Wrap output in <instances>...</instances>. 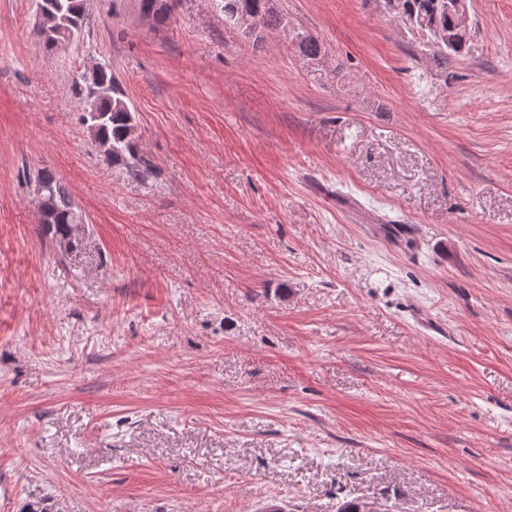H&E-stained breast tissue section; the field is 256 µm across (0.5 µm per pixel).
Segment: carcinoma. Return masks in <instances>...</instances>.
<instances>
[{"label": "carcinoma", "instance_id": "obj_1", "mask_svg": "<svg viewBox=\"0 0 512 512\" xmlns=\"http://www.w3.org/2000/svg\"><path fill=\"white\" fill-rule=\"evenodd\" d=\"M50 14L56 17L53 26L36 29L44 48L53 51L69 42L73 33H82L86 16V0H43ZM224 19L238 25L242 14L250 15L255 28L248 35L260 38L267 30L288 27V18L269 0H220ZM404 10L411 18L407 26L424 46L432 50V58L444 63L455 57L469 55L474 48L475 30L461 29L454 24L448 12V0H403ZM172 5L161 0H142V11L157 18H167ZM292 42L309 64H316L325 54L318 37L302 31H290ZM75 89L81 96L91 98L90 111L99 117L100 135L112 146L109 162L121 166L128 177L139 179L149 167V160L141 154L135 136V116L124 101L119 82L109 68H102L96 77L82 73L75 80ZM35 179L47 189L49 210L43 228L52 242L68 234L69 225L82 219L67 190L49 170L38 172Z\"/></svg>", "mask_w": 512, "mask_h": 512}]
</instances>
